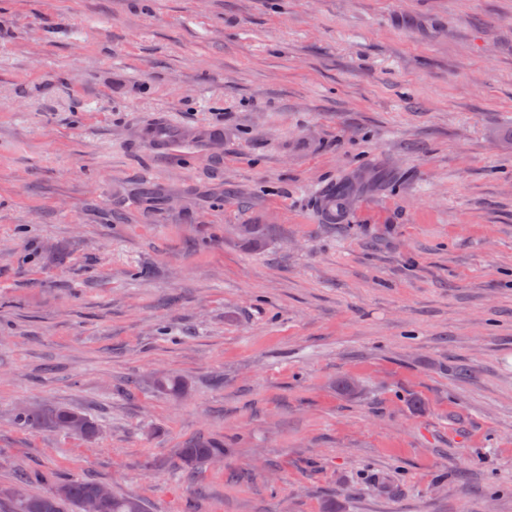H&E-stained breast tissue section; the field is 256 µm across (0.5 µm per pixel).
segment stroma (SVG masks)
<instances>
[{
	"mask_svg": "<svg viewBox=\"0 0 512 512\" xmlns=\"http://www.w3.org/2000/svg\"><path fill=\"white\" fill-rule=\"evenodd\" d=\"M159 115L213 137L154 150ZM198 436L224 459L186 480ZM21 472L147 512H512V0H0V512ZM334 186L335 185H331ZM336 196L341 199L342 205L336 209ZM318 200V201H317ZM356 196L354 192L345 186H336L335 189L323 191V188L317 191L315 195V204L319 210L325 215V219L329 224H340L351 210ZM153 387L160 393L174 399H181L189 391L188 383L179 376L159 375L152 380ZM14 422L29 429H47L71 435H78L87 440L95 439L99 428L87 414L69 407H34L23 406L14 415ZM78 423L80 430L75 432L73 423ZM224 456V443L211 437H198L187 441L182 448H175L174 466L186 475H192L202 466Z\"/></svg>",
	"mask_w": 512,
	"mask_h": 512,
	"instance_id": "obj_1",
	"label": "stroma"
}]
</instances>
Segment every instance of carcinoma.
<instances>
[{
	"label": "carcinoma",
	"mask_w": 512,
	"mask_h": 512,
	"mask_svg": "<svg viewBox=\"0 0 512 512\" xmlns=\"http://www.w3.org/2000/svg\"><path fill=\"white\" fill-rule=\"evenodd\" d=\"M316 206L331 224L343 221L351 210L356 196L345 186L315 195ZM265 225L243 224L237 234L245 243L258 247L263 243ZM153 387L174 399H181L189 391L188 383L179 376L159 375L152 380ZM14 422L29 429H47L76 434L87 440L97 437V423L87 414L69 407L23 406L14 415ZM224 456V443L211 437H198L174 450V466L186 475L193 474L214 459ZM30 481L25 476L16 478L10 493L17 512H145L144 501L137 495L119 496L112 492L104 498L99 493L104 484L92 480L62 479L45 492L29 491Z\"/></svg>",
	"instance_id": "cac0c4a2"
}]
</instances>
